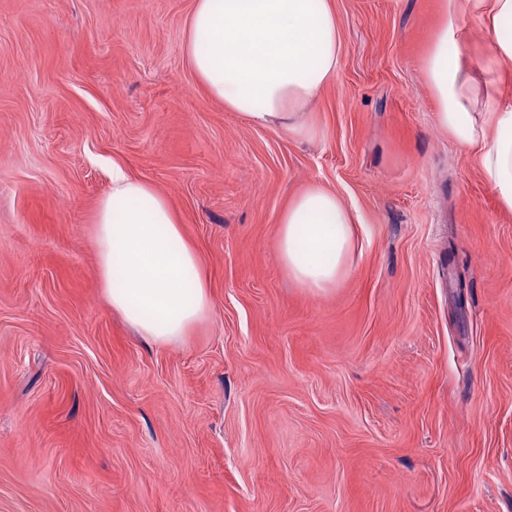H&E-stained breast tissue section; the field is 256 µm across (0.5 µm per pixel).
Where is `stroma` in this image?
I'll return each mask as SVG.
<instances>
[{
    "instance_id": "35a3bbf8",
    "label": "stroma",
    "mask_w": 512,
    "mask_h": 512,
    "mask_svg": "<svg viewBox=\"0 0 512 512\" xmlns=\"http://www.w3.org/2000/svg\"><path fill=\"white\" fill-rule=\"evenodd\" d=\"M193 3L0 0V512H512V213L436 124L445 0H332L312 139L207 93ZM116 164L198 249L182 343L100 288ZM314 181L360 221L326 295L278 254Z\"/></svg>"
}]
</instances>
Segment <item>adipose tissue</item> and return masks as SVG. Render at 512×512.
Returning <instances> with one entry per match:
<instances>
[{
  "instance_id": "obj_1",
  "label": "adipose tissue",
  "mask_w": 512,
  "mask_h": 512,
  "mask_svg": "<svg viewBox=\"0 0 512 512\" xmlns=\"http://www.w3.org/2000/svg\"><path fill=\"white\" fill-rule=\"evenodd\" d=\"M479 24L485 54L467 60L465 36ZM512 0H448L424 60L436 121L465 150H478L486 184L512 212ZM184 50L209 95L251 125L315 136L310 105L335 81L341 33L331 0H194ZM355 218L336 192L312 183L278 221L283 268L300 288L323 294L350 272ZM99 283L109 305L159 347L181 342L211 311L199 254L169 199L112 169L97 205Z\"/></svg>"
}]
</instances>
